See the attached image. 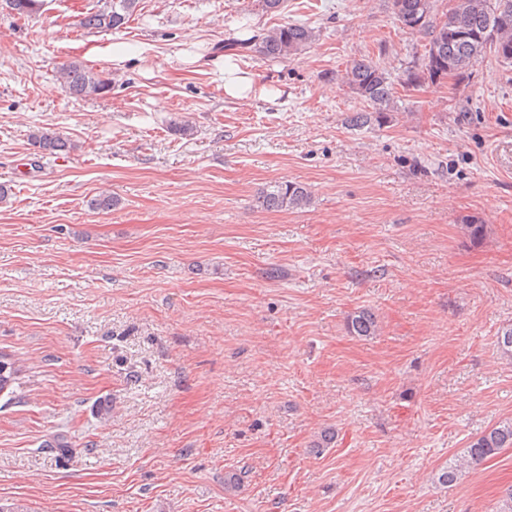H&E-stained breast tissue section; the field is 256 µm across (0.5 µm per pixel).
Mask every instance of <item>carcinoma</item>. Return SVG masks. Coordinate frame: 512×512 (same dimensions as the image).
Masks as SVG:
<instances>
[{
    "instance_id": "1",
    "label": "carcinoma",
    "mask_w": 512,
    "mask_h": 512,
    "mask_svg": "<svg viewBox=\"0 0 512 512\" xmlns=\"http://www.w3.org/2000/svg\"><path fill=\"white\" fill-rule=\"evenodd\" d=\"M391 13L400 28L426 40L424 53L406 66L401 82L410 89L425 84H439L450 77L462 79L485 54L512 63V0H454L441 19L436 18L435 0H388ZM106 6L86 13L79 20L83 28L118 30L127 24L139 0H105ZM11 10L31 17L42 9L43 0H8ZM316 40L314 28L300 22H286L266 30L255 39L237 40L224 45L227 51H255L267 60H284L304 51ZM59 79L64 91L73 98L90 100L112 90L110 79L71 61L60 68ZM343 82L360 100L361 106L346 123L351 127L382 126L392 121L397 111L394 81L388 70L369 58H355L346 67ZM36 147L51 154L70 152L77 144L51 132L32 134ZM312 195L301 183L278 184L259 197L265 210L302 209L310 206ZM462 229L477 242L484 235L483 220L474 215L460 219ZM353 336L377 334L375 314L360 309L347 318ZM26 370V362L12 354L0 352V392L9 390ZM512 447V422L505 421L475 435L463 456L439 474L444 485H453L465 477L476 463Z\"/></svg>"
}]
</instances>
